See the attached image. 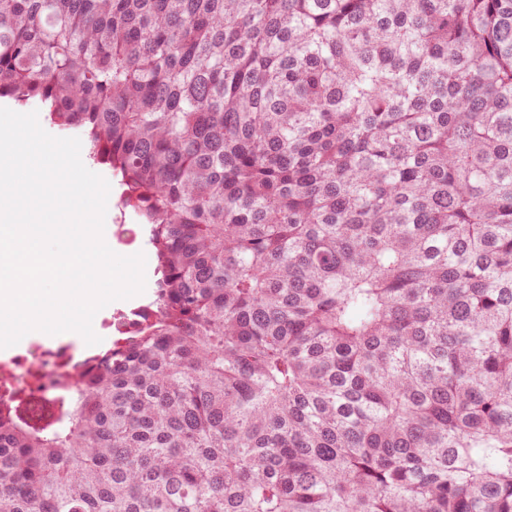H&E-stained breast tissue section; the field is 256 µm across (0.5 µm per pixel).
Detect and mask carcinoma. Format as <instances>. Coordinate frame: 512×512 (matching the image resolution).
<instances>
[{
    "instance_id": "cac0c4a2",
    "label": "carcinoma",
    "mask_w": 512,
    "mask_h": 512,
    "mask_svg": "<svg viewBox=\"0 0 512 512\" xmlns=\"http://www.w3.org/2000/svg\"><path fill=\"white\" fill-rule=\"evenodd\" d=\"M155 258L0 512H512V0H0V98ZM0 107L9 108L15 112L20 113H28L36 110L38 112L39 122L42 128L48 132L49 134L56 137H78L81 141V159L83 164L92 172L97 173L104 177L110 184L111 187V198L107 203V212L105 216L104 223V240L108 244V246L119 255H133L138 252H143L146 257V266H145V276H146V286L143 293L136 295L132 298L125 300H115L109 303V305L104 309V312L93 319V326L96 322V327L93 328L95 333L98 335V323L103 316L109 315L111 316L117 310H124L128 312L130 309L141 304L148 293L152 290V282H153V272L155 267V261L152 253L145 245L143 238L139 239L137 245L132 246L139 237V228L137 226V221L133 213L126 211L124 214L126 224H117L116 217H120V210L117 208L116 203L119 198L120 193L122 192V188H120L118 182L113 180L111 173L104 166L99 165L89 159L87 156V151L84 148L83 142L79 134L76 132L70 133H61L52 127L50 122L46 118V112L42 109L40 103L36 100H31L24 105L17 104L14 100L9 98H1L0 99ZM118 190V194H117ZM117 226V237L120 243L131 246V247H123L118 244L115 238V225Z\"/></svg>"
}]
</instances>
